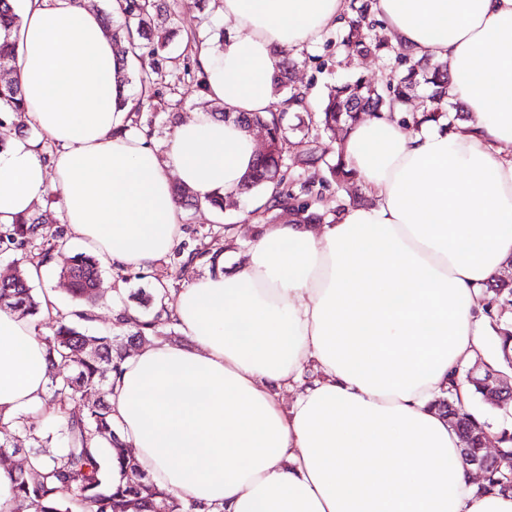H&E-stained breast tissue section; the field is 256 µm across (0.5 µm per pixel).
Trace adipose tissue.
<instances>
[{"mask_svg": "<svg viewBox=\"0 0 512 512\" xmlns=\"http://www.w3.org/2000/svg\"><path fill=\"white\" fill-rule=\"evenodd\" d=\"M227 28L201 49L207 96L264 113L285 50L341 24L346 0H214ZM31 136L0 147V226L59 195L74 238L140 267L180 232L174 183L236 196L257 150L195 111L162 147L121 127L118 63L79 0H14ZM394 43L448 65L467 119L355 123L339 153L371 204L335 222L256 225L246 258L169 308L186 342L128 357L112 417L160 486L224 512H512L481 489L435 407L484 350L486 290L512 260V0H375ZM46 351L0 311V420L41 409Z\"/></svg>", "mask_w": 512, "mask_h": 512, "instance_id": "ef3b65f1", "label": "adipose tissue"}]
</instances>
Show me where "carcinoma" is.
<instances>
[{
	"mask_svg": "<svg viewBox=\"0 0 512 512\" xmlns=\"http://www.w3.org/2000/svg\"><path fill=\"white\" fill-rule=\"evenodd\" d=\"M374 0H349L347 26L340 37V46L349 55L377 53L396 54L404 66L403 75L394 85L380 90L359 78L352 83L329 89L316 110H311L306 93L295 85V60L285 53L274 95L302 106L306 118H298L295 125L288 124V113L271 111L266 114L238 115L236 121L244 127L262 126L269 134V149L258 155L253 169L244 177L238 195H250L273 185L270 201L264 209L253 210L248 219L264 224L292 222L294 224H324L336 221L324 213L314 211L325 185H341L351 180L342 158L331 161L328 151L315 146L322 134L334 139L336 131L348 130L362 112H379L385 106L398 102L409 103L415 92L427 91L428 105L419 124L425 121L455 118L445 109L448 105V64L432 63L428 59L416 61L408 58L387 39L373 36L366 20L373 9ZM121 23L113 26L112 14L104 15L107 33L116 47L120 61V86L137 80L144 88L142 102L136 112L128 115L138 123L141 113L156 107L153 91L163 78L161 61L166 59L170 45L180 34H185V49L190 51L177 82L190 77L198 86L206 83V74L197 55L203 40L193 27L182 25L176 13L170 11L167 0H119ZM21 16L13 8V0H0V125L26 110V101L17 74L16 44L10 39L12 30L19 27ZM306 125L303 135L295 142L296 152L288 158L290 141L288 131ZM309 172L302 180L293 174L294 168ZM48 223L43 213L23 219L10 233L0 237L3 252L24 253L35 242L42 244L36 264L44 265L52 252L64 245V240L46 231ZM101 261L98 257L77 253L72 265L64 272L70 284L72 303L76 310L69 313L52 312L54 305L32 293L26 269L0 280V311L23 316L47 317L53 321L50 335L40 337L46 348L48 363V398L55 409L56 434L43 432L28 421L15 418L0 421V467L9 468L15 454L26 453L27 466L15 470L12 493L14 512H213L214 507L196 502L184 503L172 491L159 487L141 469L135 456L130 454L119 425L112 418L107 400L110 375H119L127 358L124 345L136 343L160 333V328L176 324L167 312L163 300L169 288L161 286L150 291L140 290L129 295L136 306L124 305L113 318L109 331L88 335L83 324L92 320L91 310L98 302L97 288ZM512 303V282L500 279L488 288L487 315L491 305ZM158 306L151 319L142 317L141 309ZM498 339V359L504 367L512 366V325L493 322ZM95 391L97 400L75 412L72 405L85 400ZM437 407L458 432L466 458L481 460L485 457L483 433L485 420H478L464 411L453 392L437 400ZM56 445L54 452L46 451ZM487 488L512 493V485L501 473L486 470Z\"/></svg>",
	"mask_w": 512,
	"mask_h": 512,
	"instance_id": "cac0c4a2",
	"label": "carcinoma"
}]
</instances>
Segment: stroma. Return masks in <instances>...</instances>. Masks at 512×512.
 Returning a JSON list of instances; mask_svg holds the SVG:
<instances>
[{
  "instance_id": "obj_1",
  "label": "stroma",
  "mask_w": 512,
  "mask_h": 512,
  "mask_svg": "<svg viewBox=\"0 0 512 512\" xmlns=\"http://www.w3.org/2000/svg\"><path fill=\"white\" fill-rule=\"evenodd\" d=\"M340 29L329 30L320 41L297 50V81L306 89L311 103H318L328 87L361 77L374 84L398 81L403 68L395 56L380 57L374 54L341 62ZM256 208L255 199H238L217 212L201 205L183 211L181 234L170 251L159 261L141 269L128 268L117 271L112 264L102 266L101 303L96 309L93 323L87 324L90 334H97L110 327L120 304L137 289L154 288L166 283L171 292H179L195 278L202 276L206 268L200 264L184 262L182 254L216 242L225 246L228 260L242 259L251 238V227L246 221L248 213ZM55 230L63 235L64 247L55 249L51 262L46 264L42 278L34 281L36 293L53 296L59 309H67L71 303L68 285L60 277L72 256L80 252V245L73 240L70 228L63 220H56Z\"/></svg>"
}]
</instances>
